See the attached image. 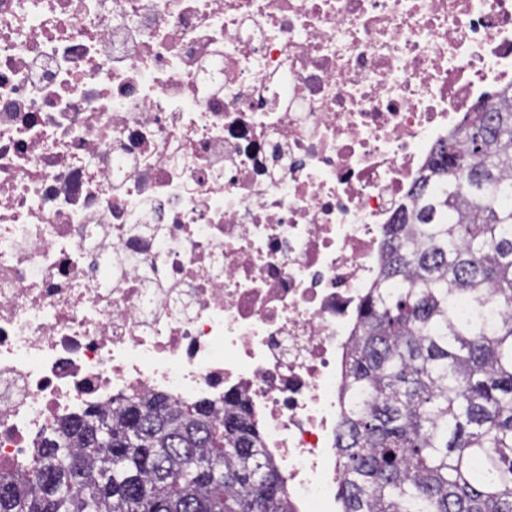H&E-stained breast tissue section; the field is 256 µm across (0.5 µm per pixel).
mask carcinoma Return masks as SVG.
<instances>
[{"mask_svg":"<svg viewBox=\"0 0 512 512\" xmlns=\"http://www.w3.org/2000/svg\"><path fill=\"white\" fill-rule=\"evenodd\" d=\"M461 128L388 225L347 354L344 512H512V88ZM268 480L243 401L132 398L62 419L29 473H0V512H286Z\"/></svg>","mask_w":512,"mask_h":512,"instance_id":"obj_1","label":"carcinoma"}]
</instances>
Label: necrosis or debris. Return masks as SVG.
<instances>
[{"instance_id":"obj_1","label":"necrosis or debris","mask_w":512,"mask_h":512,"mask_svg":"<svg viewBox=\"0 0 512 512\" xmlns=\"http://www.w3.org/2000/svg\"><path fill=\"white\" fill-rule=\"evenodd\" d=\"M512 86V0H0V472L131 395L247 401L340 512L386 227Z\"/></svg>"}]
</instances>
